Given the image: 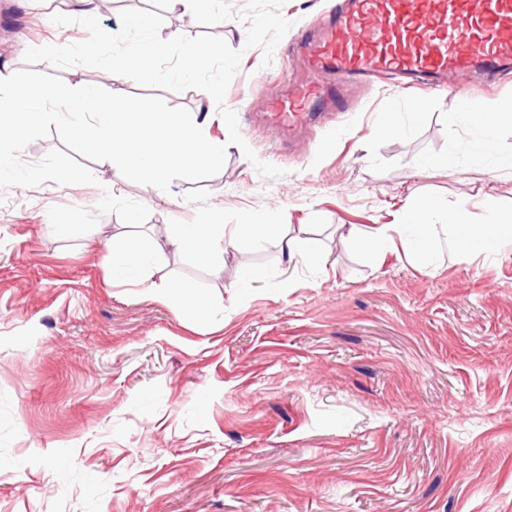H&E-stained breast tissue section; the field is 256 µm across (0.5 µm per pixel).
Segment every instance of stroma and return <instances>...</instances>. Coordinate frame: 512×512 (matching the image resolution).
Wrapping results in <instances>:
<instances>
[{
  "label": "stroma",
  "mask_w": 512,
  "mask_h": 512,
  "mask_svg": "<svg viewBox=\"0 0 512 512\" xmlns=\"http://www.w3.org/2000/svg\"><path fill=\"white\" fill-rule=\"evenodd\" d=\"M335 0H286L292 22L270 67L231 18L169 16L165 0H115L98 11L164 17L162 32L223 38L243 55L226 94L260 176L228 146L222 170L169 191L91 163L93 185L0 191V512H512V245L463 257L459 223L512 217V125L476 126L466 102L512 110V81L405 89L372 77L355 110L289 145L256 121L288 89L287 47ZM71 0H0V59L70 44L53 14ZM69 86L156 96L187 109L211 138L228 130L209 94L144 87L99 69L59 71ZM395 134L375 135L378 124ZM453 158L448 170L430 161ZM145 205L141 227L99 215L89 235H54L48 211H95L103 194ZM427 215L425 250L402 241L359 249L351 228ZM299 227L314 263L253 236L217 261L165 251L148 287L113 278L112 251L153 249L168 224L253 216ZM202 306L184 320V287Z\"/></svg>",
  "instance_id": "1"
}]
</instances>
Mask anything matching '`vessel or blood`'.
<instances>
[{
  "mask_svg": "<svg viewBox=\"0 0 512 512\" xmlns=\"http://www.w3.org/2000/svg\"><path fill=\"white\" fill-rule=\"evenodd\" d=\"M288 55L293 92L263 115L282 138L348 111V91L375 74L421 88L512 80V0H336Z\"/></svg>",
  "mask_w": 512,
  "mask_h": 512,
  "instance_id": "b4317fda",
  "label": "vessel or blood"
}]
</instances>
